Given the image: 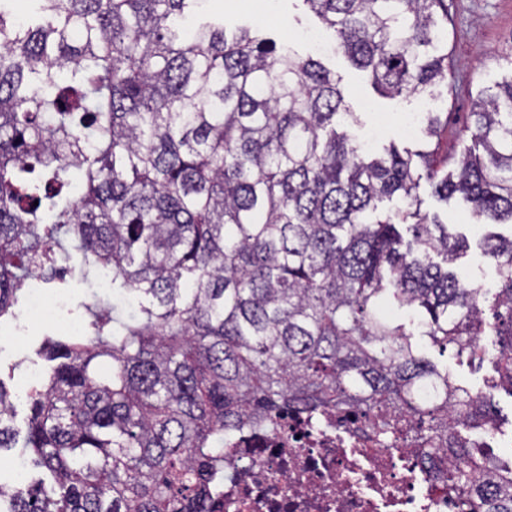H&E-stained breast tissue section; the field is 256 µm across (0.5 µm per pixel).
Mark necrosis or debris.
Here are the masks:
<instances>
[{"mask_svg": "<svg viewBox=\"0 0 512 512\" xmlns=\"http://www.w3.org/2000/svg\"><path fill=\"white\" fill-rule=\"evenodd\" d=\"M438 461L376 436L360 415L283 417L279 433L241 432L224 450V512H463Z\"/></svg>", "mask_w": 512, "mask_h": 512, "instance_id": "1", "label": "necrosis or debris"}]
</instances>
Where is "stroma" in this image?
I'll return each instance as SVG.
<instances>
[{
	"label": "stroma",
	"mask_w": 512,
	"mask_h": 512,
	"mask_svg": "<svg viewBox=\"0 0 512 512\" xmlns=\"http://www.w3.org/2000/svg\"><path fill=\"white\" fill-rule=\"evenodd\" d=\"M208 9L213 16L223 18L225 26H257L275 32L282 43L300 54H319L324 65L340 77L349 109L359 120L358 125L352 126L351 133L356 143L368 150L379 151L392 143L401 149L418 148L422 137L404 135L405 119L426 112H454L458 119L449 124L447 133L442 136L440 151L455 155L465 144L462 129L469 120L472 101L478 92L512 76V65L502 57L504 49L512 45V0H448L452 90L437 97L424 94L407 99H390L378 94L368 75L336 51L317 53L313 44L302 36L303 30L316 26L302 0H209ZM417 194L424 211L448 219L455 231L466 234L472 243L487 232V225L474 223L463 204L454 200L439 201L428 182H420ZM32 288L50 296L75 294L78 302L73 305L71 315L79 320L88 319L86 307L94 301L89 284L68 277L33 279L28 281L26 290L20 291L14 317L0 320V380L12 393L16 410L13 426L21 432L25 431L30 414L25 376L30 370L45 368L36 350L44 337L65 333L55 319L44 317L34 319L26 335H16V318L25 314L28 291ZM426 353L433 361L447 367L457 384L475 392L488 390L487 383L494 376L491 366L474 368L458 358L451 348L441 351L430 347ZM491 393L497 419L511 423L512 395L501 389Z\"/></svg>",
	"instance_id": "stroma-1"
}]
</instances>
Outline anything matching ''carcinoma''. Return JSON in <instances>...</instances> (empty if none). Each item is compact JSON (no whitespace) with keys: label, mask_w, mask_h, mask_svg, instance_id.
Listing matches in <instances>:
<instances>
[{"label":"carcinoma","mask_w":512,"mask_h":512,"mask_svg":"<svg viewBox=\"0 0 512 512\" xmlns=\"http://www.w3.org/2000/svg\"><path fill=\"white\" fill-rule=\"evenodd\" d=\"M0 0V319L45 266L112 270L87 337L49 339L23 447L43 478L0 483V512H212L224 438L275 435L283 410L403 419L448 459V487L512 512V476L460 428L494 418L425 345L512 391V235L477 246L498 288L448 268L470 247L414 194L426 178L512 224V78L473 100L466 145L359 152L336 129L341 79L207 0ZM382 96L451 87L445 0H303ZM64 233L75 255L56 254ZM387 301L416 329L380 313ZM495 336L494 349L480 344ZM0 380V449L13 447ZM486 472L476 485L473 474Z\"/></svg>","instance_id":"cac0c4a2"}]
</instances>
